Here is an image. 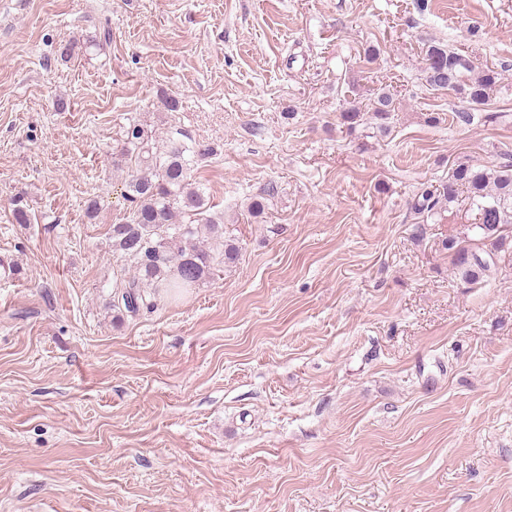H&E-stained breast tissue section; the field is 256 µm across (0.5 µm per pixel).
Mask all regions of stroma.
Here are the masks:
<instances>
[{
    "mask_svg": "<svg viewBox=\"0 0 512 512\" xmlns=\"http://www.w3.org/2000/svg\"><path fill=\"white\" fill-rule=\"evenodd\" d=\"M431 42L506 67L496 120L453 121ZM380 87L390 133L347 134ZM132 119L216 147L192 178L240 249L134 318ZM506 153L512 0H0V512H512V252L463 284L467 202L421 237L409 205Z\"/></svg>",
    "mask_w": 512,
    "mask_h": 512,
    "instance_id": "35a3bbf8",
    "label": "stroma"
}]
</instances>
